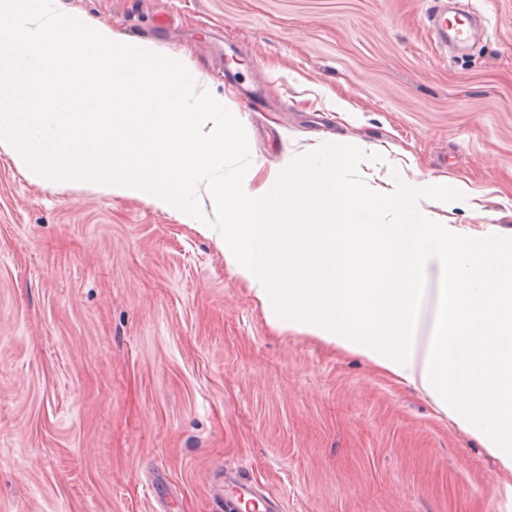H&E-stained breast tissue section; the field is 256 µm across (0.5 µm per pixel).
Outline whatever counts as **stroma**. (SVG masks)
I'll return each mask as SVG.
<instances>
[{
    "instance_id": "1",
    "label": "stroma",
    "mask_w": 512,
    "mask_h": 512,
    "mask_svg": "<svg viewBox=\"0 0 512 512\" xmlns=\"http://www.w3.org/2000/svg\"><path fill=\"white\" fill-rule=\"evenodd\" d=\"M436 47L438 0H59L183 54L257 179L325 144L445 178L419 207L512 234V0ZM381 161H371V154ZM267 512H498L471 436L368 364L266 324L214 239L144 201L50 184L0 149V512H216L215 464Z\"/></svg>"
}]
</instances>
